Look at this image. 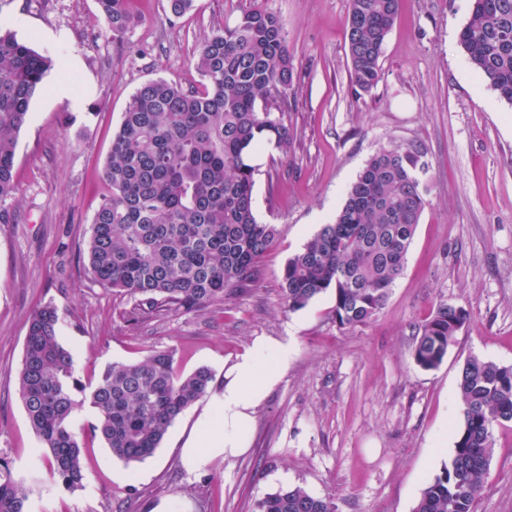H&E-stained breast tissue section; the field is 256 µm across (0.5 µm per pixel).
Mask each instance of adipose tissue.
<instances>
[{
	"label": "adipose tissue",
	"instance_id": "adipose-tissue-1",
	"mask_svg": "<svg viewBox=\"0 0 512 512\" xmlns=\"http://www.w3.org/2000/svg\"><path fill=\"white\" fill-rule=\"evenodd\" d=\"M288 341L257 338L224 373V389L199 416L195 431L179 451L183 468L195 473L212 460L244 454L250 446L253 414L288 370Z\"/></svg>",
	"mask_w": 512,
	"mask_h": 512
}]
</instances>
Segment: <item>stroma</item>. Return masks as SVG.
<instances>
[{
	"label": "stroma",
	"mask_w": 512,
	"mask_h": 512,
	"mask_svg": "<svg viewBox=\"0 0 512 512\" xmlns=\"http://www.w3.org/2000/svg\"><path fill=\"white\" fill-rule=\"evenodd\" d=\"M349 0H194L175 18L168 0H130L135 24L113 39L96 0H0V27L52 61L17 138L16 193L0 218V456L25 478L29 512H255L257 500L300 486L336 512H413L449 463L460 421L457 384L476 355L512 365V103L471 68L459 43L470 0H403L382 79L354 98L345 40ZM277 14L287 34L296 103L281 114L290 154L254 156L258 219L285 228L261 259L255 287L200 311L131 321L137 298L101 287L84 254L106 188L112 136L142 85L189 87L202 41L244 10ZM422 143L428 204L404 270L369 324L342 329L324 294L291 311L288 258L333 222L366 160L390 144ZM50 303L82 382L115 361L172 349L183 372L208 367L209 392L139 463L86 438L83 486L68 491L23 409L18 370L29 317ZM469 311L442 364L415 366L418 327L441 304ZM259 336L291 337L288 372L257 409L249 450L190 474L179 450L224 386V368ZM475 512H512V422L495 427Z\"/></svg>",
	"instance_id": "35a3bbf8"
}]
</instances>
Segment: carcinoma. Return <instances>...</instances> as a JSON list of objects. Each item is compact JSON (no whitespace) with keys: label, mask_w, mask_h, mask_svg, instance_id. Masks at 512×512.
<instances>
[{"label":"carcinoma","mask_w":512,"mask_h":512,"mask_svg":"<svg viewBox=\"0 0 512 512\" xmlns=\"http://www.w3.org/2000/svg\"><path fill=\"white\" fill-rule=\"evenodd\" d=\"M128 0H98L120 38L134 17ZM402 0H349L346 46L350 88L359 98L381 80V57ZM472 68L512 103V0H472L460 31ZM199 86L152 80L131 97L106 159L107 192L87 243L88 270L99 285L140 297L134 320L161 311L203 310L253 282L260 258L284 232L258 220L253 152L266 141L288 154L293 137L272 111L295 94L284 27L272 11L251 9L205 39L195 61ZM48 58L0 31V204L13 198L17 136ZM430 165L418 143L375 151L350 185L333 223L323 225L282 271L290 311L334 296L341 327L362 326L383 310L403 272L427 205ZM470 321L461 307L438 306L419 328L412 358L438 367ZM51 305L30 316L18 373L28 420L46 449L52 478L82 486L83 433L76 410L87 406L88 431L131 464L154 454L174 421L213 381L200 366L180 371L172 350L114 362L84 384L58 339ZM461 421L448 465L422 490L414 512H474L493 448V428L512 422V366L468 356L458 382ZM29 487L0 457V512H27ZM255 512H336L333 501L299 486L279 488Z\"/></svg>","instance_id":"1"}]
</instances>
